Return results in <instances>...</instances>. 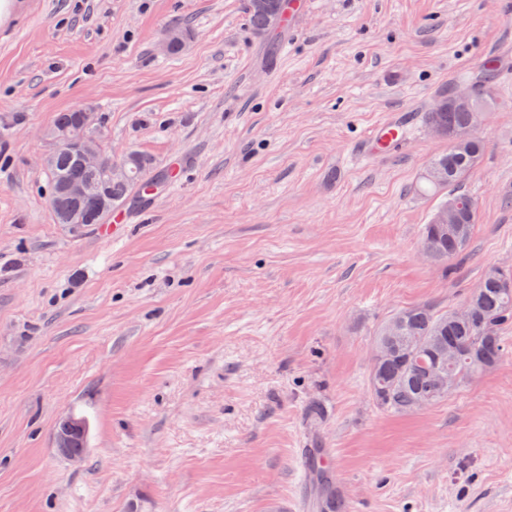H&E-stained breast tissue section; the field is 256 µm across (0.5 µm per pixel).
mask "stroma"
Wrapping results in <instances>:
<instances>
[{"label":"stroma","instance_id":"obj_1","mask_svg":"<svg viewBox=\"0 0 512 512\" xmlns=\"http://www.w3.org/2000/svg\"><path fill=\"white\" fill-rule=\"evenodd\" d=\"M257 33L249 0H15L0 20V512H318L310 455L350 512H512V352L436 405L369 390L378 326L465 306L512 269V83L460 187L466 252L421 255L425 125L389 113L512 57V0H309ZM177 55L157 49L174 23ZM84 105L113 156L175 166L128 222L56 223L45 158ZM89 424L74 462L66 416ZM412 129L410 121L391 116L375 126L366 137L363 153L397 150Z\"/></svg>","mask_w":512,"mask_h":512}]
</instances>
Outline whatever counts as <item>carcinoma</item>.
Segmentation results:
<instances>
[{
	"label": "carcinoma",
	"instance_id": "obj_1",
	"mask_svg": "<svg viewBox=\"0 0 512 512\" xmlns=\"http://www.w3.org/2000/svg\"><path fill=\"white\" fill-rule=\"evenodd\" d=\"M249 11L250 22L259 32L276 27L284 15L281 0H268L264 10L251 5ZM473 121L474 113L468 106L432 109L425 114L426 123L442 126L451 139L469 131ZM483 152V141L472 135L464 149L450 150L431 161L430 166L446 172L444 181L436 183L424 178L431 189L446 192L439 206L448 204L450 199L458 205L456 230L445 234L430 222L422 233V245L430 249L431 261L445 268L449 260L468 247L477 224V205L467 193L459 190L458 184L477 165ZM52 157L53 162L48 167L50 204L57 217L70 214L83 224H104L112 217V212L139 205L149 197L154 171L152 159L146 155L134 154L133 176L121 180L112 179L106 167L95 171L85 168L73 152L57 150ZM63 179L99 186L112 203V210L101 209L95 197L75 200L58 192V183ZM466 306L470 317L464 320L456 318L453 311L438 312L429 305H418L394 314L400 319L394 334H386V325L380 326L376 338L394 351L391 358L372 363L370 370V392L380 408L407 413L413 411L414 400L420 396L430 397L435 404L446 398L435 391L430 376L432 352L441 346L457 351L455 361L448 364V374L459 385L495 366L508 353L509 345L502 330L512 323V270L492 268L487 271Z\"/></svg>",
	"mask_w": 512,
	"mask_h": 512
}]
</instances>
